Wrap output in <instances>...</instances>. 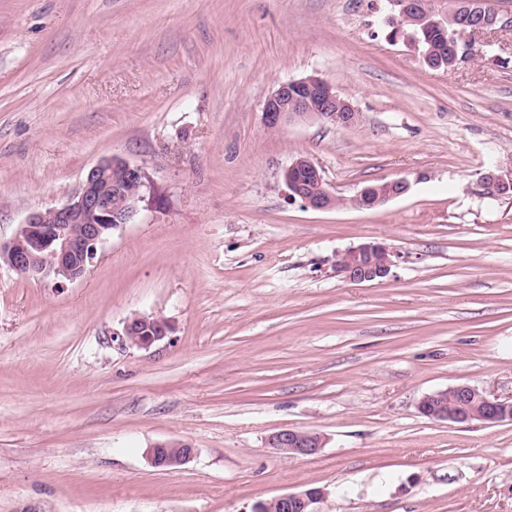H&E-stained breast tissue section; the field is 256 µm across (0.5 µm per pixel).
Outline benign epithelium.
Instances as JSON below:
<instances>
[{"mask_svg":"<svg viewBox=\"0 0 512 512\" xmlns=\"http://www.w3.org/2000/svg\"><path fill=\"white\" fill-rule=\"evenodd\" d=\"M501 16L492 12L482 22L472 27L471 31H462L461 39L469 42L496 27ZM314 93L321 99L323 107L318 112L305 108V95ZM337 93L327 81L308 76L281 83L266 99L263 107L266 126L281 127L290 121L331 120L344 126H352L358 120V112L350 109L336 111ZM311 171L318 180L323 176L306 157L295 158L283 172V181L288 189V197L306 208L326 210L339 204V199L328 188H322L319 194H310L301 189L292 180L298 170ZM120 171L135 181L140 187H146L139 166L118 156L100 160L92 166L81 188L67 202L58 208L30 213L17 228L15 235L6 242L0 241V262L25 278L44 279L49 277L74 281L82 278L93 264L98 248L112 235V230L129 223L137 211L141 196L131 198L126 209L118 212L112 210V203L107 195L112 188V172ZM392 190L387 194L370 196L373 187H362L350 204L355 206L362 198L372 197L369 208L373 209L403 195L408 184L406 180L388 181ZM50 250L51 259L39 256V252ZM397 253L389 246L368 242L360 244L338 255L336 274L352 283H364L381 280L391 272L395 265ZM171 326L168 321L154 315H138L128 319L122 330L112 333V340L120 345H134L148 348L168 336ZM459 400L467 402L476 397L480 409L476 413L479 421L497 424L512 421V401L491 398L484 392L468 385H457ZM442 391H435L425 396L418 405L419 412L433 420L452 423L461 422L462 415L450 414L441 401ZM321 435L291 428H284L270 436L268 445L276 451L293 456H314L323 447ZM174 448L176 452L168 455L164 462L156 461L157 450ZM194 448L183 441H163L154 444L148 450L152 465L168 470H176L186 464L193 456ZM324 497L320 488H309L298 493H286L275 497L279 512H318L314 505Z\"/></svg>","mask_w":512,"mask_h":512,"instance_id":"obj_1","label":"benign epithelium"}]
</instances>
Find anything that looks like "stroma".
<instances>
[{
  "mask_svg": "<svg viewBox=\"0 0 512 512\" xmlns=\"http://www.w3.org/2000/svg\"><path fill=\"white\" fill-rule=\"evenodd\" d=\"M386 0H0V240L119 156L147 187L74 282L0 265V512H255L311 487L321 512H512V422L419 401L512 398V27L434 70ZM316 75L357 124L269 130L282 82ZM309 157L335 195L402 178L372 209L290 201ZM383 242L388 277L339 253ZM137 315L173 331L112 334ZM284 428L311 457L269 448ZM193 458L154 467L153 444ZM396 256L397 253L385 244L363 243L338 255L336 274L352 283L381 280L390 274ZM171 326L165 319L154 315H138L128 319L121 331L113 332V341L120 345L148 348L168 336ZM459 400L466 403L473 397H477L480 404L478 413H468L467 420L462 421L461 414H448L456 406V397L452 392H448L441 401V394L448 390H438L426 395L418 405L419 412L433 420L447 421L452 423H468L471 421H481L487 424H497L505 421H512V401L499 400L498 398H490L483 391H479L468 385H457ZM448 404L446 409L443 405ZM476 416L479 419H469ZM320 434L291 428H284L270 436L268 445L276 451L293 456H314L323 447ZM158 448H177L178 451L169 454L163 463H157L156 454ZM194 448L183 441H163L154 444L148 450V457L152 465L168 470H175L186 464L193 456Z\"/></svg>",
  "mask_w": 512,
  "mask_h": 512,
  "instance_id": "35a3bbf8",
  "label": "stroma"
}]
</instances>
